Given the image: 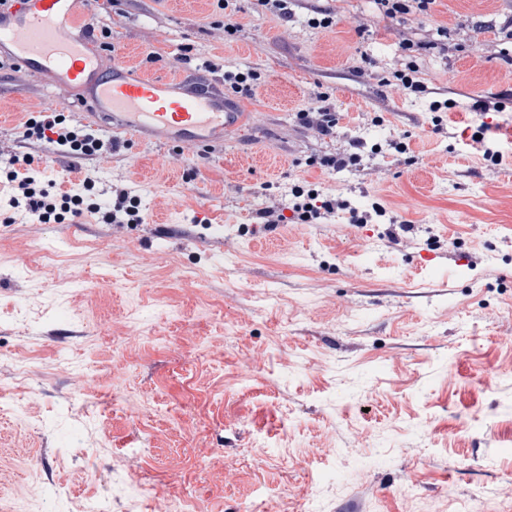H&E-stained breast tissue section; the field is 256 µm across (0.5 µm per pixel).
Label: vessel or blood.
<instances>
[{
  "instance_id": "vessel-or-blood-1",
  "label": "vessel or blood",
  "mask_w": 512,
  "mask_h": 512,
  "mask_svg": "<svg viewBox=\"0 0 512 512\" xmlns=\"http://www.w3.org/2000/svg\"><path fill=\"white\" fill-rule=\"evenodd\" d=\"M74 2L18 0L0 16V49L9 48L13 65L26 73L49 76L54 88L83 91L114 140L150 133L169 147L203 148L248 120L241 100L211 88L185 90L117 57L103 73L101 55L89 44L90 18L77 15Z\"/></svg>"
}]
</instances>
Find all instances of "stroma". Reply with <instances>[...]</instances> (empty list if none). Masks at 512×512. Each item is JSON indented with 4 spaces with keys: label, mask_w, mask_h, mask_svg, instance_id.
<instances>
[{
    "label": "stroma",
    "mask_w": 512,
    "mask_h": 512,
    "mask_svg": "<svg viewBox=\"0 0 512 512\" xmlns=\"http://www.w3.org/2000/svg\"><path fill=\"white\" fill-rule=\"evenodd\" d=\"M90 2L145 74L256 71V117L168 167L132 139L67 172L20 133L66 92L0 67V156L57 196L96 198L88 174L125 184L144 218L0 219V512L106 495L112 512H512V145L493 166L471 141L477 99L506 97L493 118L512 123V0H435L402 24L373 0H288L287 20L233 0L230 39L217 0ZM324 10L334 24L311 27ZM408 64L423 92L393 82ZM322 95L332 138L295 119ZM355 138L359 165L320 167ZM298 185L411 229L344 211L263 229Z\"/></svg>",
    "instance_id": "1"
}]
</instances>
